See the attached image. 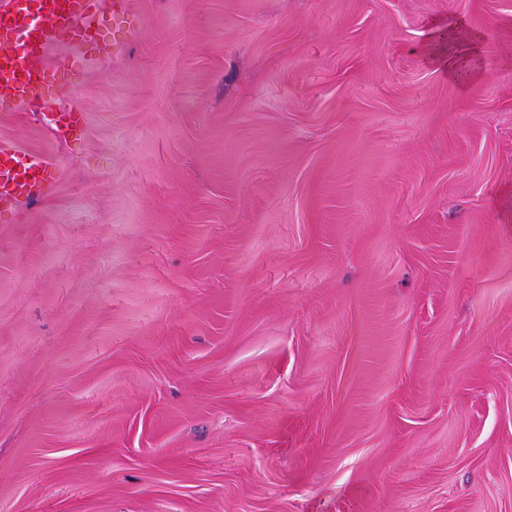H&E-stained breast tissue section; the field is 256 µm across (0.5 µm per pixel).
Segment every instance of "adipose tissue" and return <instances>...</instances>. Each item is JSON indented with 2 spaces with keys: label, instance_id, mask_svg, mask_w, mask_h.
<instances>
[{
  "label": "adipose tissue",
  "instance_id": "obj_1",
  "mask_svg": "<svg viewBox=\"0 0 512 512\" xmlns=\"http://www.w3.org/2000/svg\"><path fill=\"white\" fill-rule=\"evenodd\" d=\"M429 38L425 59L431 66L464 87L482 79L483 36L479 31L469 27L463 19L452 18L433 26Z\"/></svg>",
  "mask_w": 512,
  "mask_h": 512
}]
</instances>
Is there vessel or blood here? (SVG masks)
<instances>
[{"label":"vessel or blood","mask_w":512,"mask_h":512,"mask_svg":"<svg viewBox=\"0 0 512 512\" xmlns=\"http://www.w3.org/2000/svg\"><path fill=\"white\" fill-rule=\"evenodd\" d=\"M99 0H0V105L38 103L60 87L77 88L82 65L66 59L45 67L46 48L60 42L90 43L101 17ZM55 166L45 158L21 163L0 149V204L52 186Z\"/></svg>","instance_id":"obj_1"}]
</instances>
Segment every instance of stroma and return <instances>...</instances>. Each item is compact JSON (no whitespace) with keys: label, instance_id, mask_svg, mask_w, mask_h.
<instances>
[{"label":"stroma","instance_id":"obj_1","mask_svg":"<svg viewBox=\"0 0 512 512\" xmlns=\"http://www.w3.org/2000/svg\"><path fill=\"white\" fill-rule=\"evenodd\" d=\"M484 35L462 90L432 20ZM512 0H133L0 211V512H512ZM21 165L15 153L0 149V204L19 196H32L52 186L55 179V165L45 158H34L23 164L19 172L15 166Z\"/></svg>","mask_w":512,"mask_h":512}]
</instances>
